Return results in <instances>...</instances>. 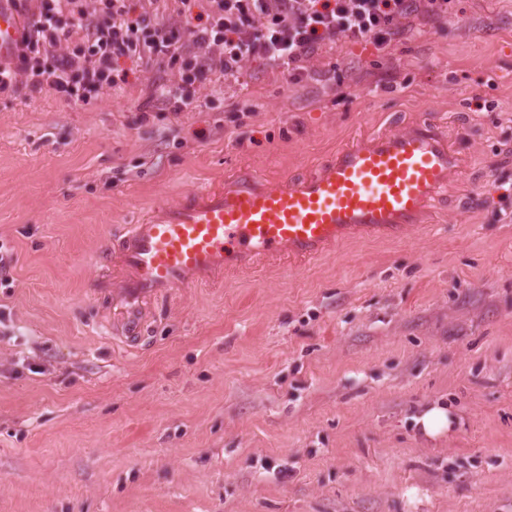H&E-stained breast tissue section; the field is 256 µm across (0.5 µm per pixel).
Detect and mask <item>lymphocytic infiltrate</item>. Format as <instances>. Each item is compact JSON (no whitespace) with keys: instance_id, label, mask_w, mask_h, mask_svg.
Wrapping results in <instances>:
<instances>
[{"instance_id":"f902f5d3","label":"lymphocytic infiltrate","mask_w":512,"mask_h":512,"mask_svg":"<svg viewBox=\"0 0 512 512\" xmlns=\"http://www.w3.org/2000/svg\"><path fill=\"white\" fill-rule=\"evenodd\" d=\"M169 0H7L25 16L17 46L0 60V89L26 78L68 100L90 103L125 80L119 63L177 69L152 98L161 112L193 107L204 82L239 79L241 63L257 58L300 81L308 60L339 38L385 51L420 23L452 13L453 0H176L189 28L162 23ZM69 43L61 51V43Z\"/></svg>"}]
</instances>
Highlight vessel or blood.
I'll list each match as a JSON object with an SVG mask.
<instances>
[{"instance_id": "b4317fda", "label": "vessel or blood", "mask_w": 512, "mask_h": 512, "mask_svg": "<svg viewBox=\"0 0 512 512\" xmlns=\"http://www.w3.org/2000/svg\"><path fill=\"white\" fill-rule=\"evenodd\" d=\"M22 20L0 5V59L14 49ZM462 168L446 132L413 127L361 135L313 173L271 184L249 167L187 192L127 227L100 259L117 267L112 291L124 341L148 332L146 304L184 288L214 287L225 274L282 261L305 262L341 241L400 240L426 223Z\"/></svg>"}]
</instances>
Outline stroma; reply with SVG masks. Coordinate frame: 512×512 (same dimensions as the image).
<instances>
[{
	"label": "stroma",
	"mask_w": 512,
	"mask_h": 512,
	"mask_svg": "<svg viewBox=\"0 0 512 512\" xmlns=\"http://www.w3.org/2000/svg\"><path fill=\"white\" fill-rule=\"evenodd\" d=\"M307 67L244 60L176 115L150 104L170 69L87 104L0 91V512H512V0ZM422 119L464 159L435 223L161 298L139 347L116 337L93 257L145 209ZM423 430L429 436H437L442 433L446 427L450 426L448 411L442 408H433L426 412L421 418Z\"/></svg>",
	"instance_id": "1"
}]
</instances>
